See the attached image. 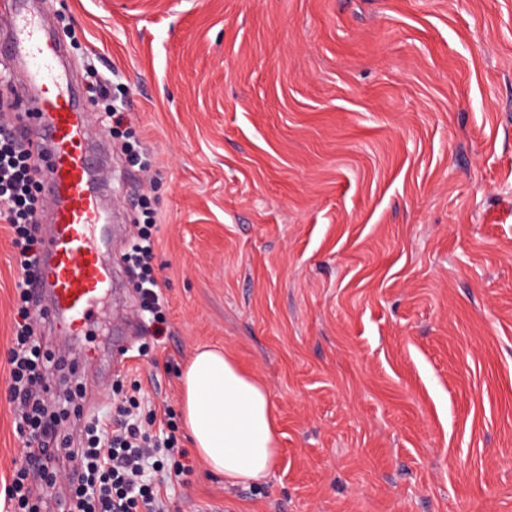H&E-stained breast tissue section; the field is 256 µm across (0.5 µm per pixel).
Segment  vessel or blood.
<instances>
[{
    "instance_id": "obj_1",
    "label": "vessel or blood",
    "mask_w": 512,
    "mask_h": 512,
    "mask_svg": "<svg viewBox=\"0 0 512 512\" xmlns=\"http://www.w3.org/2000/svg\"><path fill=\"white\" fill-rule=\"evenodd\" d=\"M43 27V16L15 12L0 35V63L24 62V84L38 90L35 142L51 201L39 254L40 283L49 297L47 313L71 338L81 335L93 303L115 276L107 246L112 183L94 165L89 114L73 90L63 49Z\"/></svg>"
}]
</instances>
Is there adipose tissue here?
<instances>
[{
	"label": "adipose tissue",
	"mask_w": 512,
	"mask_h": 512,
	"mask_svg": "<svg viewBox=\"0 0 512 512\" xmlns=\"http://www.w3.org/2000/svg\"><path fill=\"white\" fill-rule=\"evenodd\" d=\"M181 415L197 454L230 485L272 472L277 431L266 388L223 351L198 349L181 377Z\"/></svg>",
	"instance_id": "1"
}]
</instances>
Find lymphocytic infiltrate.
I'll use <instances>...</instances> for the list:
<instances>
[{"instance_id": "f902f5d3", "label": "lymphocytic infiltrate", "mask_w": 512, "mask_h": 512, "mask_svg": "<svg viewBox=\"0 0 512 512\" xmlns=\"http://www.w3.org/2000/svg\"><path fill=\"white\" fill-rule=\"evenodd\" d=\"M39 175L24 133H0V220L10 224L16 262L31 281L37 276L39 241L33 187ZM153 258L151 233L140 228L128 259L141 274L144 308L158 323L162 317ZM18 297L19 319L8 357L13 381L9 400L29 452L9 487L14 512H42L46 488L55 484L61 461L69 467L70 495L60 502V512H165L160 486L145 472L152 468L162 472L164 480L180 483L192 473V465L185 461L186 450L178 446L176 423H169L164 440L153 439L139 419L136 399L125 397L113 404L111 416L88 427L82 446H74L63 428L67 411L49 409L39 393L47 385L52 357L34 336L28 289H19ZM34 472L43 476V484L30 482Z\"/></svg>"}]
</instances>
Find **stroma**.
<instances>
[{
	"label": "stroma",
	"instance_id": "stroma-1",
	"mask_svg": "<svg viewBox=\"0 0 512 512\" xmlns=\"http://www.w3.org/2000/svg\"><path fill=\"white\" fill-rule=\"evenodd\" d=\"M114 181L112 264L70 434L119 392L178 412L197 348L269 390L273 474L230 487L195 454L169 512H512V0H54ZM135 136L149 166L122 151ZM167 330L125 260L141 209ZM22 273L0 221V512L26 460L6 395ZM126 329L112 369V329ZM110 82L109 78L95 76L94 81L87 85V93L92 100L101 99L103 101L105 112H108L109 117L116 118L118 122L124 118L122 109L117 108L112 104V99L108 96L107 86Z\"/></svg>",
	"mask_w": 512,
	"mask_h": 512
}]
</instances>
